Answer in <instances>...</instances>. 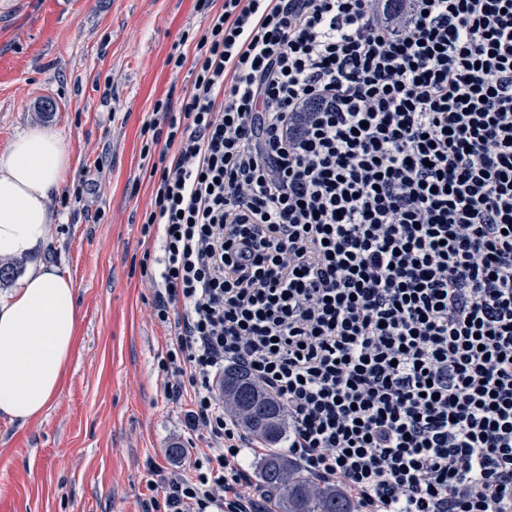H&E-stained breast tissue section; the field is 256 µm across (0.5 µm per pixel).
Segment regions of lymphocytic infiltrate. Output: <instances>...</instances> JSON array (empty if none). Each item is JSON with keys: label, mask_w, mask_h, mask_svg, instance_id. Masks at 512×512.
Masks as SVG:
<instances>
[{"label": "lymphocytic infiltrate", "mask_w": 512, "mask_h": 512, "mask_svg": "<svg viewBox=\"0 0 512 512\" xmlns=\"http://www.w3.org/2000/svg\"><path fill=\"white\" fill-rule=\"evenodd\" d=\"M142 157L166 398L193 473L143 512H254L225 364L359 512H512V0H195Z\"/></svg>", "instance_id": "lymphocytic-infiltrate-1"}]
</instances>
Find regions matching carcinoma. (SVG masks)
I'll return each mask as SVG.
<instances>
[{"instance_id": "1", "label": "carcinoma", "mask_w": 512, "mask_h": 512, "mask_svg": "<svg viewBox=\"0 0 512 512\" xmlns=\"http://www.w3.org/2000/svg\"><path fill=\"white\" fill-rule=\"evenodd\" d=\"M224 408L253 437L274 445L284 435L286 416L278 402L236 366L224 369ZM260 487L279 512H358L339 486L319 482L294 459L271 452L261 459Z\"/></svg>"}]
</instances>
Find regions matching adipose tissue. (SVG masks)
Wrapping results in <instances>:
<instances>
[{
  "instance_id": "1",
  "label": "adipose tissue",
  "mask_w": 512,
  "mask_h": 512,
  "mask_svg": "<svg viewBox=\"0 0 512 512\" xmlns=\"http://www.w3.org/2000/svg\"><path fill=\"white\" fill-rule=\"evenodd\" d=\"M70 167L60 136L40 126L0 156V258L24 263L17 287L0 292V415L22 424L60 388L78 328L74 284L43 258Z\"/></svg>"
}]
</instances>
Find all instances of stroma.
I'll return each mask as SVG.
<instances>
[{
  "mask_svg": "<svg viewBox=\"0 0 512 512\" xmlns=\"http://www.w3.org/2000/svg\"><path fill=\"white\" fill-rule=\"evenodd\" d=\"M195 0H15L0 12V155L28 127L55 131L72 167L52 204L47 250L71 278L79 325L62 385L44 413L0 417V512H142L150 467L187 468L183 405L158 381L168 339L150 316L141 262L151 182L141 129L157 100L184 96L171 54L203 25ZM98 178L88 213L81 179ZM103 211L95 220V211Z\"/></svg>",
  "mask_w": 512,
  "mask_h": 512,
  "instance_id": "35a3bbf8",
  "label": "stroma"
}]
</instances>
